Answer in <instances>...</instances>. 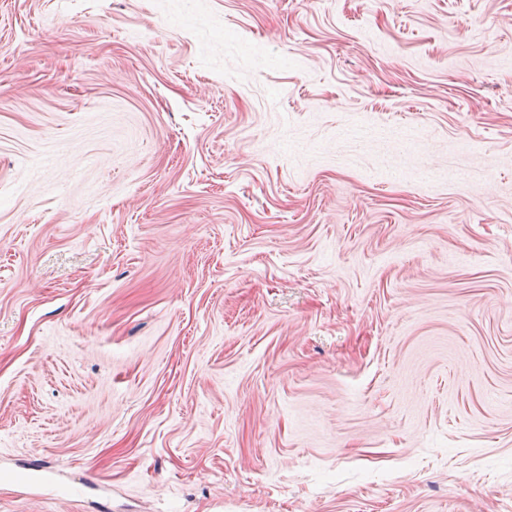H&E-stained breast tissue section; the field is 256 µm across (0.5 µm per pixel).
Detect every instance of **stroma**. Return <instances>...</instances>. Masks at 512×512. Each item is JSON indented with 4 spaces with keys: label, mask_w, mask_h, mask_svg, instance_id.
<instances>
[{
    "label": "stroma",
    "mask_w": 512,
    "mask_h": 512,
    "mask_svg": "<svg viewBox=\"0 0 512 512\" xmlns=\"http://www.w3.org/2000/svg\"><path fill=\"white\" fill-rule=\"evenodd\" d=\"M0 512H512V0H0Z\"/></svg>",
    "instance_id": "stroma-1"
}]
</instances>
